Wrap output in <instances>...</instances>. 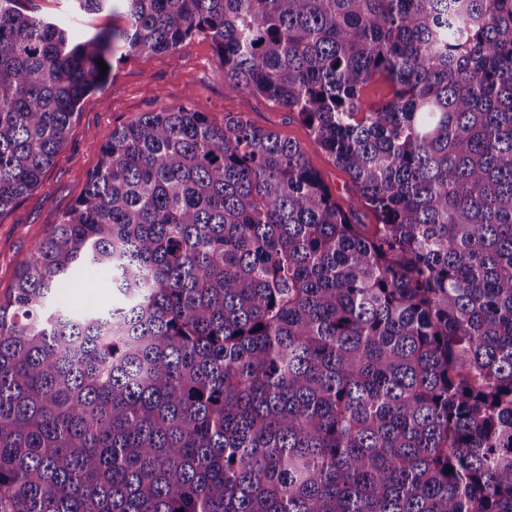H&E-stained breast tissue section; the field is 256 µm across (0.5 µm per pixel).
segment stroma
I'll list each match as a JSON object with an SVG mask.
<instances>
[{"instance_id": "stroma-1", "label": "stroma", "mask_w": 512, "mask_h": 512, "mask_svg": "<svg viewBox=\"0 0 512 512\" xmlns=\"http://www.w3.org/2000/svg\"><path fill=\"white\" fill-rule=\"evenodd\" d=\"M32 6L36 13L63 22L76 41L86 33L125 24L120 10L72 13L65 11L63 0H33ZM190 93L215 124H223L225 113L243 112L254 124L297 142L337 200L348 204V175L334 166L309 130L267 100L225 91L223 67L211 41L195 37L181 43L174 58L165 53L136 54L113 64L105 89L83 98L66 146L42 184L0 214V297L9 292L15 271L32 245L81 197L113 128L142 113L177 105ZM111 298L112 290L104 278L73 281L59 293L60 302L75 311L101 307Z\"/></svg>"}]
</instances>
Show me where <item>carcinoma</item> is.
I'll list each match as a JSON object with an SVG mask.
<instances>
[{
	"label": "carcinoma",
	"instance_id": "carcinoma-1",
	"mask_svg": "<svg viewBox=\"0 0 512 512\" xmlns=\"http://www.w3.org/2000/svg\"><path fill=\"white\" fill-rule=\"evenodd\" d=\"M121 2L75 43L0 0V213L98 61L195 36L351 202L192 93L112 129L0 297V512H512V0ZM98 268L115 301L58 302Z\"/></svg>",
	"mask_w": 512,
	"mask_h": 512
}]
</instances>
